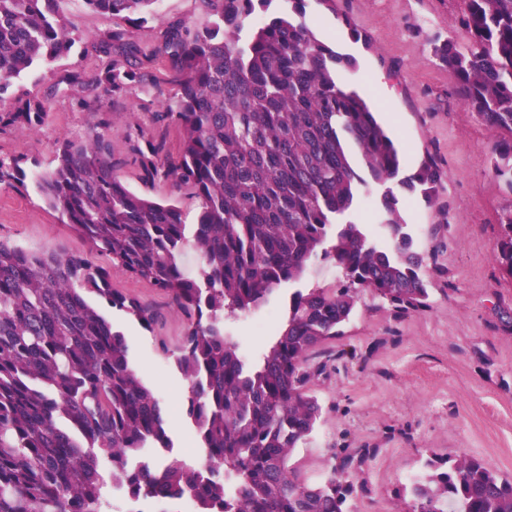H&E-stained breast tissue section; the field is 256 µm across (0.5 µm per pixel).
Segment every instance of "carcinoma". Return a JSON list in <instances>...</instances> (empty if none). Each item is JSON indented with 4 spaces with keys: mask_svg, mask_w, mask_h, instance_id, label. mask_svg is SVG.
Instances as JSON below:
<instances>
[{
    "mask_svg": "<svg viewBox=\"0 0 512 512\" xmlns=\"http://www.w3.org/2000/svg\"><path fill=\"white\" fill-rule=\"evenodd\" d=\"M157 0H84L110 27L84 49L105 59L89 78L61 76L53 91L87 103L91 88L110 97L141 84L143 60L167 68L176 108L153 113L178 126L177 160L139 131L134 162L199 200L185 223L172 202L131 191L112 161L104 113L85 139L57 142L54 166L38 175L48 207L89 250L44 253L0 239V512H108L103 472L133 502L188 495L196 512H347L355 480L372 448H343L332 472L308 483L288 466L315 430L322 407L310 393L327 362L316 350L343 335L358 292L396 310L428 306L426 257L413 249L390 189L381 199L378 237L340 218L369 182L397 180L400 190L436 200L444 172L427 157L399 177L394 141L341 69L338 54L292 15L272 14L248 39L245 22L272 0H200L210 21L169 23L146 51L126 39L124 22L146 24ZM467 42L450 38L434 54L456 78L464 105L498 133L494 172L512 190V0H461ZM59 0H0V111L7 126L34 130L48 108L14 95L33 66L71 53L75 40ZM22 160L0 158V186L18 188ZM495 260L512 279V210L499 218ZM322 250L342 273L336 289L289 294L285 322L269 348L247 361L225 323L264 304L281 285L299 281ZM188 250L200 255L192 274ZM103 257L107 266L95 262ZM167 297L185 318L181 340L160 342L185 380L183 407L204 462L141 461L172 447L160 399L128 357L123 332L92 303L104 301L152 331L158 314L112 287L109 269ZM411 484L408 512H512V479L478 457L432 456Z\"/></svg>",
    "mask_w": 512,
    "mask_h": 512,
    "instance_id": "obj_1",
    "label": "carcinoma"
}]
</instances>
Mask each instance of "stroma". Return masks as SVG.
<instances>
[{"label": "stroma", "mask_w": 512, "mask_h": 512, "mask_svg": "<svg viewBox=\"0 0 512 512\" xmlns=\"http://www.w3.org/2000/svg\"><path fill=\"white\" fill-rule=\"evenodd\" d=\"M60 10L75 39L71 54L32 68L17 84L19 92L47 97L48 117L35 131H0V157H24L27 184L21 191L0 188V239L47 252L87 250V241L47 208L34 177L52 168L58 138L90 133L103 111L112 115V158L123 183L152 199L176 198L187 222H194L198 201L175 193L163 179H146L131 159L130 139L140 128L176 154L178 129L150 120L174 104V87L146 84L114 100L91 92L93 112L50 94L67 71L96 69V58L83 49L109 26L82 0H61ZM305 10L318 39L356 59V68L342 71V81L366 90L373 107L386 103L396 113L388 130L402 154V175L416 172L428 152L445 172L439 203L397 196L402 217L420 232L419 249L429 257L428 307L400 314L370 292L360 294L343 336L325 345L335 353L355 349L356 356L336 358L328 375L312 383L322 416L289 461L302 478L318 482L336 450L375 449L347 508L405 512L411 481L434 454L476 455L512 477V279L494 259L498 216L512 207V192L492 172L495 133L464 106L454 76L433 55L434 43L466 38L459 0H307ZM179 19L201 26L208 17L200 0H157L153 19L128 26L127 36L148 49L160 30ZM111 281L160 313L148 332L124 313L99 306L123 331L144 381L170 407L173 448L160 452L157 462L202 460L180 402L182 377L158 348L159 340L180 339L182 316L167 298L126 274L112 273Z\"/></svg>", "instance_id": "obj_1"}]
</instances>
